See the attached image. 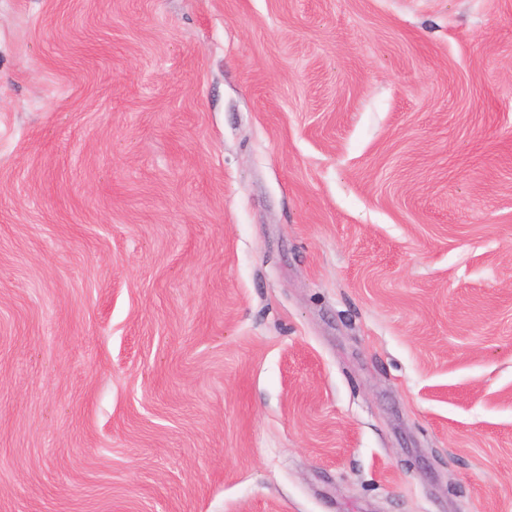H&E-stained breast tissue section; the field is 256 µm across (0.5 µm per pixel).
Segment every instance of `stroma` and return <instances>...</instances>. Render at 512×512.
I'll return each instance as SVG.
<instances>
[{
	"instance_id": "obj_1",
	"label": "stroma",
	"mask_w": 512,
	"mask_h": 512,
	"mask_svg": "<svg viewBox=\"0 0 512 512\" xmlns=\"http://www.w3.org/2000/svg\"><path fill=\"white\" fill-rule=\"evenodd\" d=\"M0 512H512V0H0Z\"/></svg>"
}]
</instances>
